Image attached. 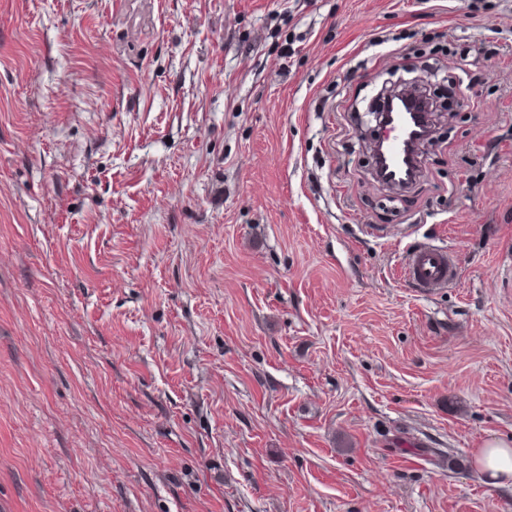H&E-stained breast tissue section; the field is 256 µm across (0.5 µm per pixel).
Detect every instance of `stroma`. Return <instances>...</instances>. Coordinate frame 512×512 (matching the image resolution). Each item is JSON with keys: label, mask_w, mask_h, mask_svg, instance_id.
Masks as SVG:
<instances>
[{"label": "stroma", "mask_w": 512, "mask_h": 512, "mask_svg": "<svg viewBox=\"0 0 512 512\" xmlns=\"http://www.w3.org/2000/svg\"><path fill=\"white\" fill-rule=\"evenodd\" d=\"M419 76L392 189L362 119ZM493 437L512 0H0V512H512ZM458 262L453 251L430 243H414L406 251L401 276L411 288L433 292L451 285ZM481 472L495 487H512V442L491 438L485 441L474 454Z\"/></svg>", "instance_id": "1"}]
</instances>
